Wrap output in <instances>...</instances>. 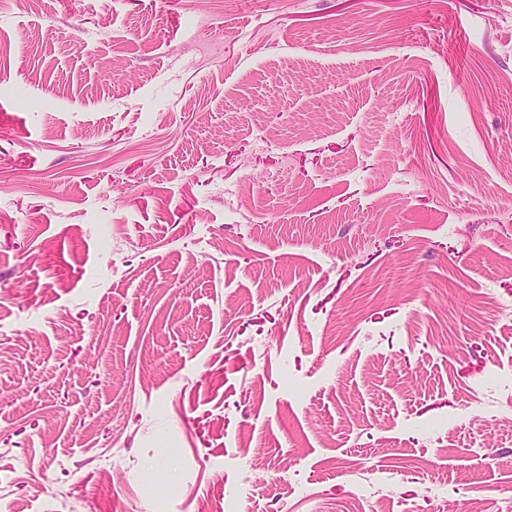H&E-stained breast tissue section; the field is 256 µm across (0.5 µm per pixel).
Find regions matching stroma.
Wrapping results in <instances>:
<instances>
[{"label":"stroma","instance_id":"1","mask_svg":"<svg viewBox=\"0 0 512 512\" xmlns=\"http://www.w3.org/2000/svg\"><path fill=\"white\" fill-rule=\"evenodd\" d=\"M0 512H512V0H0Z\"/></svg>","mask_w":512,"mask_h":512}]
</instances>
